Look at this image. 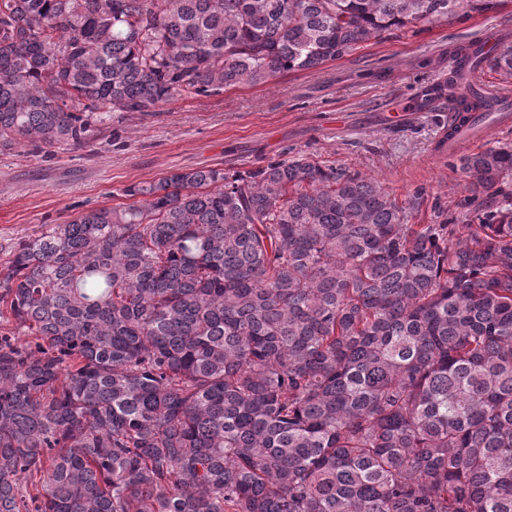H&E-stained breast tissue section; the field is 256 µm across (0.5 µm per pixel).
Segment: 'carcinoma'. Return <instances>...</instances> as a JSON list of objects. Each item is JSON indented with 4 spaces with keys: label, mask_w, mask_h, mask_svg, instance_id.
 I'll return each mask as SVG.
<instances>
[{
    "label": "carcinoma",
    "mask_w": 512,
    "mask_h": 512,
    "mask_svg": "<svg viewBox=\"0 0 512 512\" xmlns=\"http://www.w3.org/2000/svg\"><path fill=\"white\" fill-rule=\"evenodd\" d=\"M493 7L0 0V151ZM125 195L0 265V512H512V208L411 224L303 156Z\"/></svg>",
    "instance_id": "obj_1"
}]
</instances>
